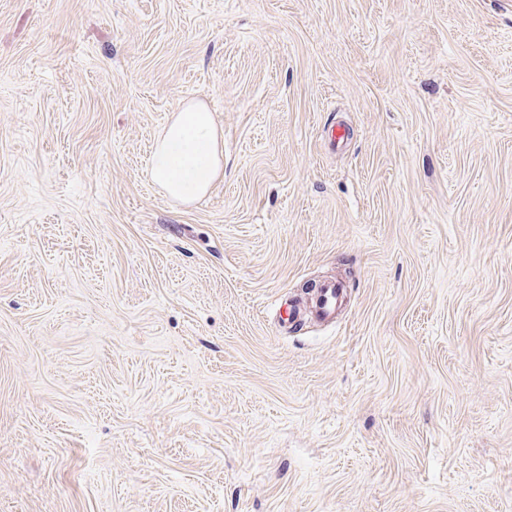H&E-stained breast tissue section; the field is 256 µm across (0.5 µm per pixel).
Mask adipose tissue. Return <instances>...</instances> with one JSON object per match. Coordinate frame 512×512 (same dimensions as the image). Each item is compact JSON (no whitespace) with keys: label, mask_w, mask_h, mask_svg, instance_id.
I'll use <instances>...</instances> for the list:
<instances>
[{"label":"adipose tissue","mask_w":512,"mask_h":512,"mask_svg":"<svg viewBox=\"0 0 512 512\" xmlns=\"http://www.w3.org/2000/svg\"><path fill=\"white\" fill-rule=\"evenodd\" d=\"M220 139L207 106L188 103L156 145L150 168L153 181L184 203L204 197L223 173Z\"/></svg>","instance_id":"1"}]
</instances>
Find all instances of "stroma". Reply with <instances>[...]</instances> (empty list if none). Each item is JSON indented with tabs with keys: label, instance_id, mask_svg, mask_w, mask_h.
<instances>
[{
	"label": "stroma",
	"instance_id": "stroma-1",
	"mask_svg": "<svg viewBox=\"0 0 512 512\" xmlns=\"http://www.w3.org/2000/svg\"><path fill=\"white\" fill-rule=\"evenodd\" d=\"M0 512H512V0H0ZM221 135L205 104L188 103L162 133L153 153L151 177L172 199L204 197L224 174ZM341 299L342 288L336 287L334 283H328L324 286L318 308L322 320L331 321L336 317V309Z\"/></svg>",
	"mask_w": 512,
	"mask_h": 512
}]
</instances>
